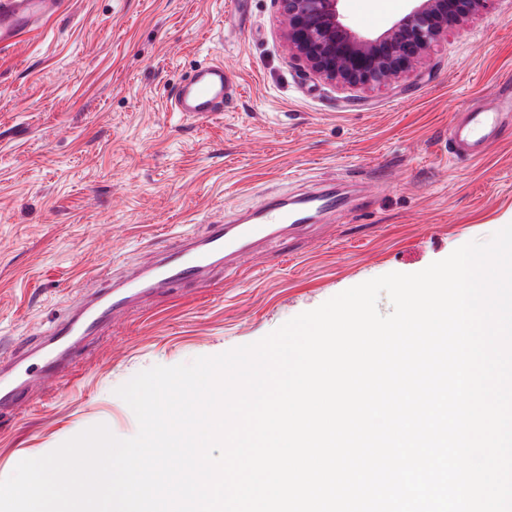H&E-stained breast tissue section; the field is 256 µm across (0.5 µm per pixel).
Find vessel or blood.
Instances as JSON below:
<instances>
[{
	"label": "vessel or blood",
	"instance_id": "b4317fda",
	"mask_svg": "<svg viewBox=\"0 0 512 512\" xmlns=\"http://www.w3.org/2000/svg\"><path fill=\"white\" fill-rule=\"evenodd\" d=\"M61 0H0V44H11L49 19ZM238 92L223 61L195 69L173 92L171 111L205 121L224 110ZM512 125V94L497 92L480 108L463 113L448 130V153L454 159H479L498 140L502 126ZM350 195L320 181L294 196L268 193L251 211L233 221L215 220L198 234L179 237L156 248L150 260L114 276L111 268L95 275V288L73 308L36 335L0 352V412L21 405L31 382L58 381L83 353L87 338L111 327L119 316L154 295L189 284L206 286L215 274H231L255 258L268 242L294 236L321 217L344 210Z\"/></svg>",
	"mask_w": 512,
	"mask_h": 512
}]
</instances>
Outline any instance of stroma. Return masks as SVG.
I'll list each match as a JSON object with an SVG mask.
<instances>
[{"instance_id": "35a3bbf8", "label": "stroma", "mask_w": 512, "mask_h": 512, "mask_svg": "<svg viewBox=\"0 0 512 512\" xmlns=\"http://www.w3.org/2000/svg\"><path fill=\"white\" fill-rule=\"evenodd\" d=\"M63 0L0 46V345L92 289V275L255 208L267 192L366 182L360 207L265 246L230 277L163 295L113 324L57 386L0 417V479L104 424L138 431L116 390L138 372L256 342L369 279L416 273L512 223V127L478 161L448 155L454 115L512 84V0L449 29L415 73L332 87L305 75L275 0ZM408 0H344L379 33ZM223 59L238 85L194 123L166 101Z\"/></svg>"}]
</instances>
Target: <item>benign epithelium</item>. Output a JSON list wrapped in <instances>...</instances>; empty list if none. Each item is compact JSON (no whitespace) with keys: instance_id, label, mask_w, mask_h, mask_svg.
Masks as SVG:
<instances>
[{"instance_id":"obj_1","label":"benign epithelium","mask_w":512,"mask_h":512,"mask_svg":"<svg viewBox=\"0 0 512 512\" xmlns=\"http://www.w3.org/2000/svg\"><path fill=\"white\" fill-rule=\"evenodd\" d=\"M294 59L320 80L348 88L391 85L489 0H411L410 10L379 34L351 27L343 0H276Z\"/></svg>"}]
</instances>
